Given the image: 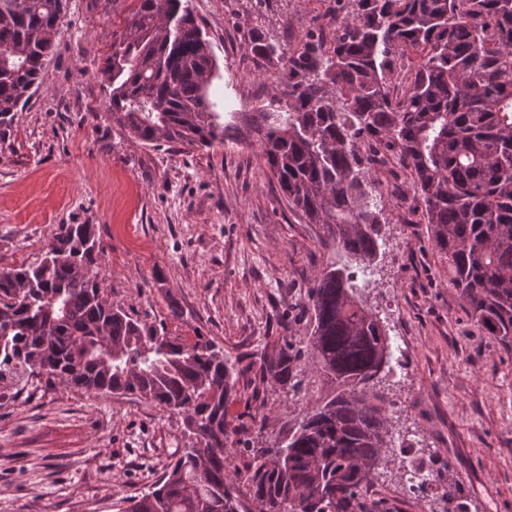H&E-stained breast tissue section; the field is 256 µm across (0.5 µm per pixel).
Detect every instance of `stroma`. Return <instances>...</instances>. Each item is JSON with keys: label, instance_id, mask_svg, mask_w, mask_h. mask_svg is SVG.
<instances>
[{"label": "stroma", "instance_id": "stroma-1", "mask_svg": "<svg viewBox=\"0 0 512 512\" xmlns=\"http://www.w3.org/2000/svg\"><path fill=\"white\" fill-rule=\"evenodd\" d=\"M130 0H67L43 82L0 143V269L38 263L60 224H92L108 299L167 332L215 344L241 372L235 424L266 416L255 447L331 396L315 381L294 397L260 383L265 348H305L307 290L348 258L288 203L245 126L211 148H153L112 120L99 68ZM218 68L209 87L222 123L268 98L275 63L247 48L254 31L297 44L329 0H188ZM387 219L376 284L356 291L404 372L382 371L388 446L369 485L387 512H512V350L480 331L448 263L403 195L399 164L378 171ZM182 421L134 394H90L17 369L0 374V512H119L188 443ZM434 486L403 494L404 467Z\"/></svg>", "mask_w": 512, "mask_h": 512}]
</instances>
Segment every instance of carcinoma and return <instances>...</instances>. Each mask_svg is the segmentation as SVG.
<instances>
[{"instance_id":"cac0c4a2","label":"carcinoma","mask_w":512,"mask_h":512,"mask_svg":"<svg viewBox=\"0 0 512 512\" xmlns=\"http://www.w3.org/2000/svg\"><path fill=\"white\" fill-rule=\"evenodd\" d=\"M333 3L329 40L321 24L288 48L252 36L250 52L281 75L243 123L288 202L357 267L377 258L372 173L391 154L474 323L512 349V0ZM65 6L0 0V141L43 80ZM216 67L183 0H133L101 68L112 120L152 147L224 142L209 96ZM98 257L95 225L61 224L40 262L0 270V367L138 394L182 419L192 446L123 512H374L360 491L387 447V420L368 389L389 344L349 267L324 269L308 288L306 350L285 342L259 365L262 382L302 392L309 360L336 395L273 447L243 444L241 470L225 456L238 430L234 365L211 342L106 300Z\"/></svg>"}]
</instances>
